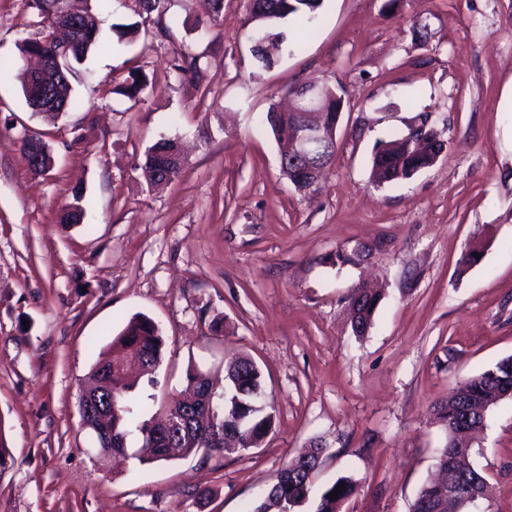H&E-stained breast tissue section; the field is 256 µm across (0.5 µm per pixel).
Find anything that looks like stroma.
Wrapping results in <instances>:
<instances>
[{"label":"stroma","instance_id":"35a3bbf8","mask_svg":"<svg viewBox=\"0 0 512 512\" xmlns=\"http://www.w3.org/2000/svg\"><path fill=\"white\" fill-rule=\"evenodd\" d=\"M245 4L224 0L201 33L204 0H174L176 39L149 48L115 31L138 22L134 0H111L99 47L75 67L79 104L53 123L0 79V512H246L316 442V488L360 482L340 512H410L445 443L438 404L512 355V0H325L315 35L270 70L249 53ZM32 14L0 0L1 62L22 67ZM184 49L200 84L169 68ZM134 65L151 86L133 106L111 81ZM308 81L345 100L309 198L258 122ZM426 114L446 124V152L376 186V142ZM28 131L52 151L47 172L21 151ZM163 137L188 160L153 191L137 165ZM76 190L82 222L58 224ZM475 242L481 261L461 265ZM340 254L349 264L335 266ZM364 283L381 301L358 337L349 302ZM138 313L166 336L158 386L139 382L147 415L190 367L220 386L246 356L274 408L260 446L146 465L99 451L78 393ZM472 461L488 481L483 512H512L511 398L490 407Z\"/></svg>","mask_w":512,"mask_h":512}]
</instances>
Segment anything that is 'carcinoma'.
<instances>
[{"label":"carcinoma","instance_id":"1","mask_svg":"<svg viewBox=\"0 0 512 512\" xmlns=\"http://www.w3.org/2000/svg\"><path fill=\"white\" fill-rule=\"evenodd\" d=\"M97 8L91 5L75 12L81 21L77 41L71 51L69 60L63 63V72L51 68L40 73L28 70L18 71L16 78L27 104L32 98L51 92L56 107L50 112L60 115L74 106L70 77L73 64L82 63L89 52L97 46L99 35V11L107 7L109 0H95ZM137 14L143 22L150 24L145 29V36L151 43L162 45L175 38V23L169 17L172 0H136ZM257 0H246V10L252 30H264L265 38L260 44L254 36H249V51L254 61L264 69L274 68L296 47L291 28L284 27L288 22L302 27V32H311V26L318 19V11L324 0H262L268 12L257 11ZM63 0H32L30 7L35 9L37 28L34 37L26 38L18 45L21 55L45 53L49 51L47 39L55 27L62 22L67 10L62 6ZM211 12L207 20H197L194 29H205L216 25L224 13V0H210ZM171 68L180 78L190 77L191 81L200 83L204 69L200 58L189 51H182L171 60ZM150 86L149 76L142 67H135L128 72L122 83L112 92L138 103ZM343 99L336 90L327 91L321 100L303 105L306 112H321L328 122H339L342 114ZM294 112H275L271 107L265 113L263 124L274 135L277 144H282L283 136L288 134L296 124ZM421 129L425 139L441 145L448 144L444 138L446 128H437L424 117ZM436 156L425 151H417L405 138L381 140L376 145L370 161L372 181L378 185H391L411 179L418 172L435 165ZM141 176L147 186L158 189L180 179L185 164L178 160L177 139L161 138L145 151L139 164ZM380 297L367 288H358L350 298L351 325L353 331L364 335L370 328ZM138 357L142 363L159 368L165 358V338L161 329L149 316L138 314L132 317L124 329L112 340L109 350L100 357L92 372L94 379H99L101 371L116 365L129 357ZM252 360L246 356L237 357L230 362L226 371L228 379L224 393L215 396L213 414L202 412L191 418V439L184 445H161L153 437L154 428L151 420L143 418L142 400L136 391V384L130 380L131 372L112 373L111 409L107 421L113 433V445L100 444L103 449H112L124 453L129 448L134 436H139L141 446L135 452V458L142 465L162 460H169L176 454L185 457L203 448L209 455H220L233 446L240 451H247L259 442L265 432L271 428L274 416L268 411L270 405L252 395V390L262 386V373L249 368ZM512 386V356L498 361L495 366L465 382L448 401L441 406L442 419L446 431L445 446L439 449L437 464H442L448 456V444L462 443L465 440V427L456 420L459 406L464 402L477 403L497 391H504ZM225 428V440L222 445L209 441V433L214 425ZM323 452L321 444L315 443L310 450L290 461L280 471L277 481L268 489L267 497L256 500L246 512H269L275 506L278 512H293L296 507L314 499L315 512H339L343 502L353 498L359 490V483L351 477H341L345 489L337 498H328L337 484L333 483L320 493L313 494L316 473V455ZM439 495L438 488L429 483L424 484L414 499L411 512H428L423 507L424 500Z\"/></svg>","mask_w":512,"mask_h":512}]
</instances>
